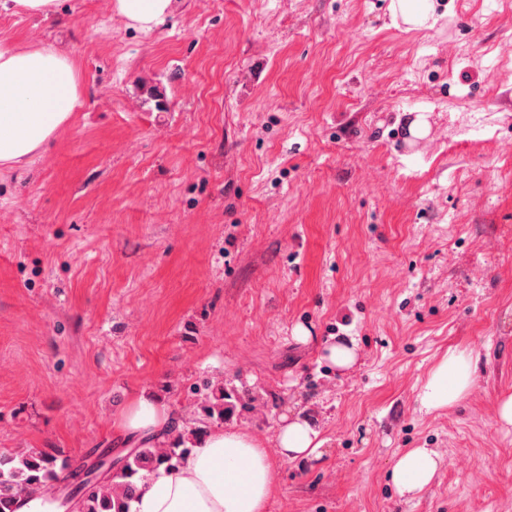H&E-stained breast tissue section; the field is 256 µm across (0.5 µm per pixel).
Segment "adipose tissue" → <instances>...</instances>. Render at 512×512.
<instances>
[{
	"label": "adipose tissue",
	"instance_id": "adipose-tissue-1",
	"mask_svg": "<svg viewBox=\"0 0 512 512\" xmlns=\"http://www.w3.org/2000/svg\"><path fill=\"white\" fill-rule=\"evenodd\" d=\"M173 0H114L130 26L152 31ZM84 105L77 67L69 51L43 43L25 47L0 43V167H23L45 150ZM474 358L449 348L418 388L421 411L458 405L474 386ZM118 428L136 443L162 448L172 439L170 415L162 400L141 394L121 413ZM276 454L238 428H216L188 441V453L138 481L130 512H266L276 485V461L316 456L323 441L316 425L282 417L275 431ZM439 455L409 448L391 471L396 494L416 499L434 480Z\"/></svg>",
	"mask_w": 512,
	"mask_h": 512
}]
</instances>
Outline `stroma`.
Segmentation results:
<instances>
[{"label": "stroma", "instance_id": "stroma-1", "mask_svg": "<svg viewBox=\"0 0 512 512\" xmlns=\"http://www.w3.org/2000/svg\"><path fill=\"white\" fill-rule=\"evenodd\" d=\"M390 2L173 0L147 34L111 0L0 9V41L72 53L85 100L0 173V454L124 456L151 392L179 435L321 429L269 512H512V0H438L413 30ZM451 346L474 388L421 413ZM408 448L441 456L411 502ZM7 1H11L16 10L42 16L44 20L56 17V0H4ZM323 351L324 357L341 371L351 369L357 361V352L351 340L350 344L339 342L326 345ZM439 461L432 448H408L400 453L391 471L396 494L407 501L416 499L433 482Z\"/></svg>", "mask_w": 512, "mask_h": 512}]
</instances>
